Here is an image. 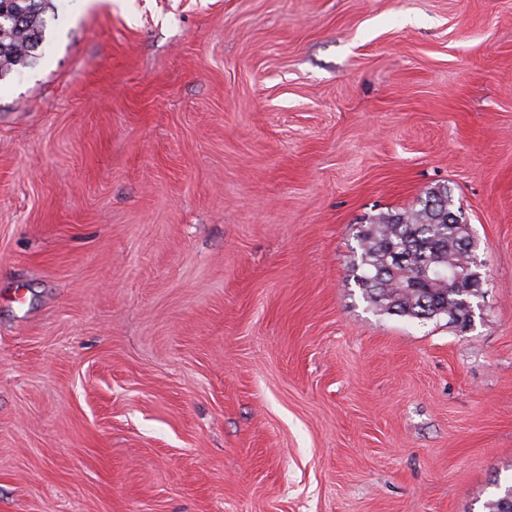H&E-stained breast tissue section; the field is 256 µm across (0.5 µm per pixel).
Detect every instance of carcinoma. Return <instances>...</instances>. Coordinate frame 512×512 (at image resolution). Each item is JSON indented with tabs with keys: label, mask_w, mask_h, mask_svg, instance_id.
Returning <instances> with one entry per match:
<instances>
[{
	"label": "carcinoma",
	"mask_w": 512,
	"mask_h": 512,
	"mask_svg": "<svg viewBox=\"0 0 512 512\" xmlns=\"http://www.w3.org/2000/svg\"><path fill=\"white\" fill-rule=\"evenodd\" d=\"M51 4L52 0H0V77L39 58ZM359 242L357 280L379 311L419 320L446 315L454 326L472 316L481 294V289L467 286L480 275L477 242L448 191L428 192L417 209L378 215L365 225ZM422 265L437 268L435 282L413 289L408 281ZM450 276L461 279L459 287L437 283ZM497 489L486 505L488 512H512V485Z\"/></svg>",
	"instance_id": "cac0c4a2"
}]
</instances>
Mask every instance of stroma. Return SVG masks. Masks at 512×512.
<instances>
[{"label":"stroma","instance_id":"obj_1","mask_svg":"<svg viewBox=\"0 0 512 512\" xmlns=\"http://www.w3.org/2000/svg\"><path fill=\"white\" fill-rule=\"evenodd\" d=\"M0 77V512H486L512 482V0H53ZM448 188L470 327L358 233Z\"/></svg>","mask_w":512,"mask_h":512}]
</instances>
